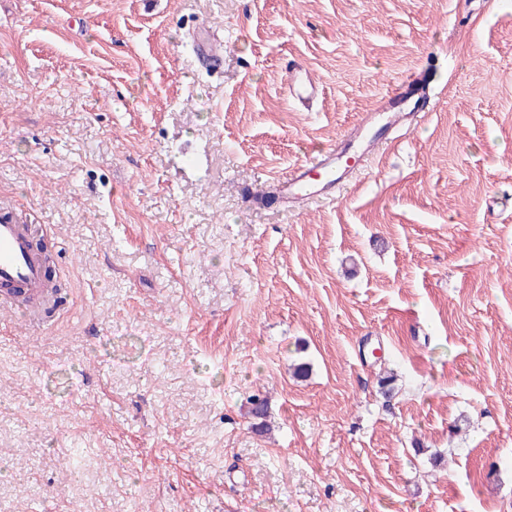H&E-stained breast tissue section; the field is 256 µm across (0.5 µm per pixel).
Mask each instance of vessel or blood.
<instances>
[{
  "label": "vessel or blood",
  "instance_id": "obj_1",
  "mask_svg": "<svg viewBox=\"0 0 512 512\" xmlns=\"http://www.w3.org/2000/svg\"><path fill=\"white\" fill-rule=\"evenodd\" d=\"M285 95L289 100L307 104L319 99L323 88L315 81L303 62L291 59L286 63ZM431 98L423 79L410 74L384 95L378 104L390 125L400 124L407 115L421 111ZM368 118H361L357 127L340 138L335 149L315 155L298 164L283 178L279 186L281 197L296 204L310 200L332 199L336 189L360 166L362 158L354 151L362 145L373 149L375 142L368 137ZM49 280L45 273L42 252L33 244V233L14 209L0 207V305L13 306L17 296H25L30 307L40 310L50 305L47 295Z\"/></svg>",
  "mask_w": 512,
  "mask_h": 512
}]
</instances>
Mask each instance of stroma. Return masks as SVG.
<instances>
[{"instance_id": "35a3bbf8", "label": "stroma", "mask_w": 512, "mask_h": 512, "mask_svg": "<svg viewBox=\"0 0 512 512\" xmlns=\"http://www.w3.org/2000/svg\"><path fill=\"white\" fill-rule=\"evenodd\" d=\"M419 71L336 200L261 202ZM1 203L62 289L0 309V512H512V0H0ZM287 81L285 95L289 100L309 104L322 95L323 88L315 81L303 62L291 59L286 63ZM430 101L431 97L422 77L412 73L407 75L400 84L387 91L375 112H385L388 115L389 124L394 127L411 113L425 112ZM425 105L426 108L422 110Z\"/></svg>"}]
</instances>
